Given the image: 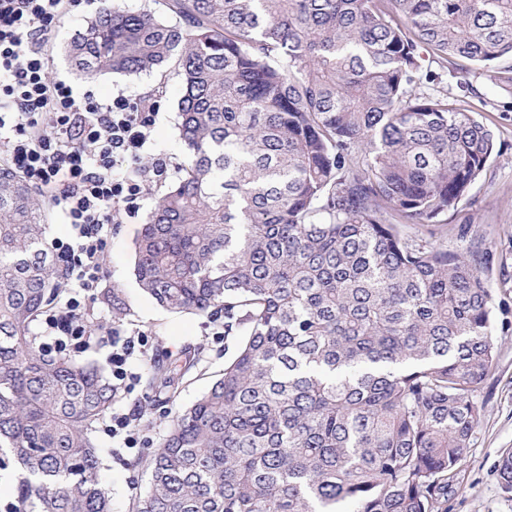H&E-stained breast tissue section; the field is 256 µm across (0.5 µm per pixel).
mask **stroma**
Listing matches in <instances>:
<instances>
[{
  "label": "stroma",
  "instance_id": "obj_1",
  "mask_svg": "<svg viewBox=\"0 0 512 512\" xmlns=\"http://www.w3.org/2000/svg\"><path fill=\"white\" fill-rule=\"evenodd\" d=\"M101 0H86L77 11L62 18L48 46L49 69L55 77L92 89L100 98L118 91L136 96L159 94L160 111L153 131L157 151L186 158L177 129L181 80L174 66L137 76L118 74L84 78L76 74L67 44L79 26L100 7ZM424 69L438 73L437 81L423 85V92L446 96L491 124L496 133L497 152L472 185L458 212L445 216L448 224H467L472 235L482 238L494 252L492 270L486 278L495 293V343L497 356L479 401L483 406L470 453L462 465L463 489L448 504V512H512V493L504 492L496 466L501 455L512 450V82L494 78L466 60L458 61L462 80L450 78L436 57L423 53ZM154 206L146 199L133 223L118 225L109 242L110 264L104 287L118 288L130 313L124 324L149 336L148 357L178 355L200 349L196 366L186 373L175 397L156 392L148 376H141L135 390L121 402L124 410L135 411L139 445L116 448L105 432H98L101 450L100 479L112 497V512H129L131 499L147 489L148 459L181 409L199 399L232 357L236 343L224 340L223 318H208L166 310L139 288L130 271L134 243Z\"/></svg>",
  "mask_w": 512,
  "mask_h": 512
}]
</instances>
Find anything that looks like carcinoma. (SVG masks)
I'll use <instances>...</instances> for the list:
<instances>
[{"label": "carcinoma", "mask_w": 512, "mask_h": 512, "mask_svg": "<svg viewBox=\"0 0 512 512\" xmlns=\"http://www.w3.org/2000/svg\"><path fill=\"white\" fill-rule=\"evenodd\" d=\"M72 36L86 77L172 64L187 156L136 241L163 308L224 313L223 373L168 424L131 512H448L496 358L481 239L439 223L494 157L422 51L512 58V0H166ZM46 205L0 164V454L20 512H111L104 368L45 350L62 294ZM101 302L128 308L118 288ZM151 383L179 379L153 361ZM512 492V453L498 461Z\"/></svg>", "instance_id": "carcinoma-1"}]
</instances>
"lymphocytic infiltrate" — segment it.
<instances>
[{
  "mask_svg": "<svg viewBox=\"0 0 512 512\" xmlns=\"http://www.w3.org/2000/svg\"><path fill=\"white\" fill-rule=\"evenodd\" d=\"M82 0H0V164L14 169L58 211L71 231L52 239L66 293L41 320L47 348L67 354L90 345L91 305L107 268L113 225L135 217L151 186L179 167L151 152L160 105L149 96L77 92L49 78L45 44L60 17ZM117 394L132 391L137 343L105 326Z\"/></svg>",
  "mask_w": 512,
  "mask_h": 512,
  "instance_id": "1",
  "label": "lymphocytic infiltrate"
}]
</instances>
